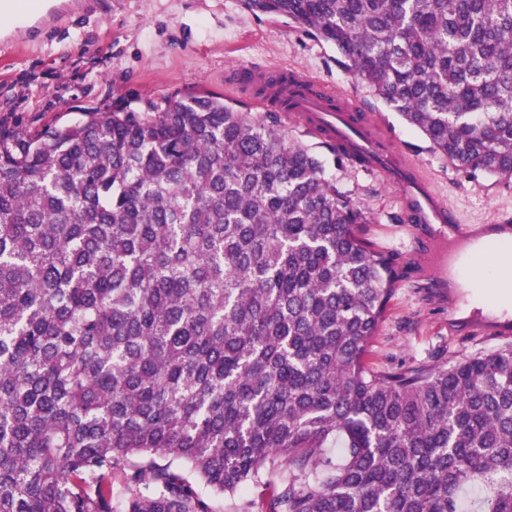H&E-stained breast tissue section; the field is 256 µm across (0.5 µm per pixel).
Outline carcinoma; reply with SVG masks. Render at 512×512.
<instances>
[{"instance_id": "1", "label": "carcinoma", "mask_w": 512, "mask_h": 512, "mask_svg": "<svg viewBox=\"0 0 512 512\" xmlns=\"http://www.w3.org/2000/svg\"><path fill=\"white\" fill-rule=\"evenodd\" d=\"M242 5L512 179V0ZM278 117L196 93L0 126V512H210L172 462L235 494L277 457L256 512H463L475 484L512 512V348L369 368L397 272Z\"/></svg>"}]
</instances>
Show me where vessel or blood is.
Wrapping results in <instances>:
<instances>
[{
  "label": "vessel or blood",
  "mask_w": 512,
  "mask_h": 512,
  "mask_svg": "<svg viewBox=\"0 0 512 512\" xmlns=\"http://www.w3.org/2000/svg\"><path fill=\"white\" fill-rule=\"evenodd\" d=\"M234 81L242 87L266 85V92L258 98L262 109L300 115L308 131L330 144L346 147L359 167L381 173L400 190L405 221L414 225L425 241L417 265H437L433 251L442 241L470 238L468 226L457 223L415 162L386 146L383 136L370 131L350 104L318 90L305 74L279 70L270 77L263 71L239 72Z\"/></svg>",
  "instance_id": "b4317fda"
}]
</instances>
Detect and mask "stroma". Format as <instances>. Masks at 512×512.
<instances>
[{"instance_id":"35a3bbf8","label":"stroma","mask_w":512,"mask_h":512,"mask_svg":"<svg viewBox=\"0 0 512 512\" xmlns=\"http://www.w3.org/2000/svg\"><path fill=\"white\" fill-rule=\"evenodd\" d=\"M46 16L28 26L0 24V125L28 134L111 111L124 100L163 102L192 93L222 94L252 111L251 90L232 81L241 70H294L347 98L393 144L414 158L465 224H494L512 215V180L471 175L434 153L336 62L335 49L288 19L254 17L241 0H47ZM289 137L312 148L325 176L365 211L361 231L389 255L398 278L366 362L375 370L453 364L461 358L512 347V317L484 312V291L431 288L407 252L420 248L404 228L397 189L381 174L338 160L322 138L296 116H280ZM288 467L277 463L235 495L205 484L198 493L211 512H239L246 500L266 497L267 483Z\"/></svg>"}]
</instances>
